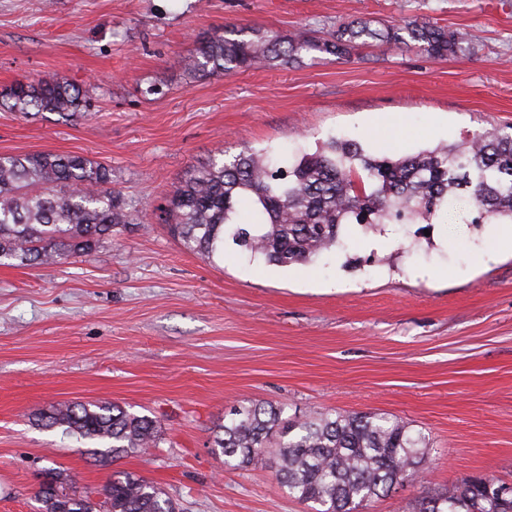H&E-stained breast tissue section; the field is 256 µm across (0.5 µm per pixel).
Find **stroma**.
<instances>
[{"instance_id":"stroma-1","label":"stroma","mask_w":512,"mask_h":512,"mask_svg":"<svg viewBox=\"0 0 512 512\" xmlns=\"http://www.w3.org/2000/svg\"><path fill=\"white\" fill-rule=\"evenodd\" d=\"M355 19L477 38L450 60L374 42L340 60L193 68L197 36L218 27L326 38ZM52 79L88 108L0 105V154L103 164L129 227L62 264L0 266V512H34L49 467L92 492L138 474L180 512H308L271 456L235 468L214 453L213 429L245 399L290 417L385 413L424 433L418 478L364 512H409L475 475L512 484L511 227L471 224L462 203L428 228L391 225L377 251L347 225L342 249L281 268L231 247L204 260L160 219L178 182L225 150L312 152L336 136L412 153L512 125V0H0V89ZM90 400L158 420L157 447L104 465L32 420Z\"/></svg>"}]
</instances>
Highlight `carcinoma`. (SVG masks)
Listing matches in <instances>:
<instances>
[{"instance_id": "obj_1", "label": "carcinoma", "mask_w": 512, "mask_h": 512, "mask_svg": "<svg viewBox=\"0 0 512 512\" xmlns=\"http://www.w3.org/2000/svg\"><path fill=\"white\" fill-rule=\"evenodd\" d=\"M475 36L429 21L372 27L353 20L329 39L300 30L288 40L247 27L197 40L195 69L228 74L305 55L344 56L374 41L416 47L446 59ZM0 103L20 112L73 116L82 98L62 81L17 80ZM112 173L80 155L0 154V265H47L93 250L126 228L127 213L111 188ZM467 201L474 223L512 221V130L495 128L454 144L399 157L368 153L353 140L330 137L313 152L246 147L194 169L172 192L167 221L183 246L213 260L233 244L255 260L288 267L310 263L341 244L347 224H430ZM284 407L242 402L216 426L213 448L229 466L268 452L275 476L312 512H361L426 461L428 440L397 419L374 412L283 417ZM46 430L94 443L107 463L157 446V420L110 402L59 403L39 413ZM60 496L51 512H177L153 483L131 472L113 476L101 502L79 491L58 469ZM493 489L472 478L415 502L412 512H512Z\"/></svg>"}]
</instances>
